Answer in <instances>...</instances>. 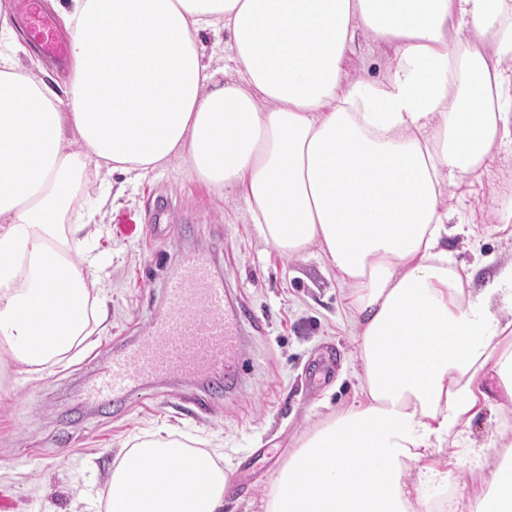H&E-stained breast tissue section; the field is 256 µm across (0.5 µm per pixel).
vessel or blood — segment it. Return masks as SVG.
<instances>
[{
    "mask_svg": "<svg viewBox=\"0 0 512 512\" xmlns=\"http://www.w3.org/2000/svg\"><path fill=\"white\" fill-rule=\"evenodd\" d=\"M27 20L31 38L43 54L65 60L67 43L53 18L37 0H14ZM262 329L258 319H247L242 307L232 304L222 278L200 256L187 260L169 275L162 301L145 329L115 351L96 380L80 397L97 405L117 401L149 380L181 377L205 382L204 392L191 391L184 402L207 412L220 392L232 391L249 367L244 348V325Z\"/></svg>",
    "mask_w": 512,
    "mask_h": 512,
    "instance_id": "vessel-or-blood-1",
    "label": "vessel or blood"
}]
</instances>
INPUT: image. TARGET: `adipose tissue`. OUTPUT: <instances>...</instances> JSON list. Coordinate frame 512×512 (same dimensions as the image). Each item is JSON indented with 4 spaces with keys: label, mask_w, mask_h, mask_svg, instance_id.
Masks as SVG:
<instances>
[{
    "label": "adipose tissue",
    "mask_w": 512,
    "mask_h": 512,
    "mask_svg": "<svg viewBox=\"0 0 512 512\" xmlns=\"http://www.w3.org/2000/svg\"><path fill=\"white\" fill-rule=\"evenodd\" d=\"M6 15L0 0V361L54 368L101 316L95 231L68 220L87 165L136 178L186 158L244 196L265 242L318 249L359 331L362 398L298 441L265 512H436L427 488L451 474L431 459L486 366L512 402V263L477 292L440 246L451 187L512 134V0H69L61 92L20 65ZM206 31L229 34L238 80L204 63ZM361 31L393 52L381 80L346 77ZM195 446L130 441L102 512H224V461L206 454L198 483ZM506 473L464 512H512Z\"/></svg>",
    "instance_id": "adipose-tissue-1"
}]
</instances>
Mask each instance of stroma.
<instances>
[{
	"instance_id": "35a3bbf8",
	"label": "stroma",
	"mask_w": 512,
	"mask_h": 512,
	"mask_svg": "<svg viewBox=\"0 0 512 512\" xmlns=\"http://www.w3.org/2000/svg\"><path fill=\"white\" fill-rule=\"evenodd\" d=\"M392 53L357 34L344 68L354 80L383 78ZM112 199L99 201V179L89 178L78 205L98 202L95 246L103 258L94 280L105 316L69 364L36 375L0 370V512H96L119 448L161 427L207 440L224 455L230 493L224 512H263L270 483L305 434L362 396L357 329L335 270L318 250L283 255L259 237L244 197L215 193L173 159L141 178L111 177ZM165 203L177 227L168 242H149L155 203ZM451 224L471 234L449 233L443 246L452 266L485 287L512 262V144L481 178L451 190ZM201 255L233 295L266 323L249 337L251 366L242 389L219 396L205 414L192 412L180 394L185 382L151 383L128 396L127 412L80 403L78 395L127 336L147 323L161 302L166 275ZM475 414L458 426L436 459L465 493L490 489L502 436H512V409L498 410L505 395L492 368L480 376Z\"/></svg>"
}]
</instances>
